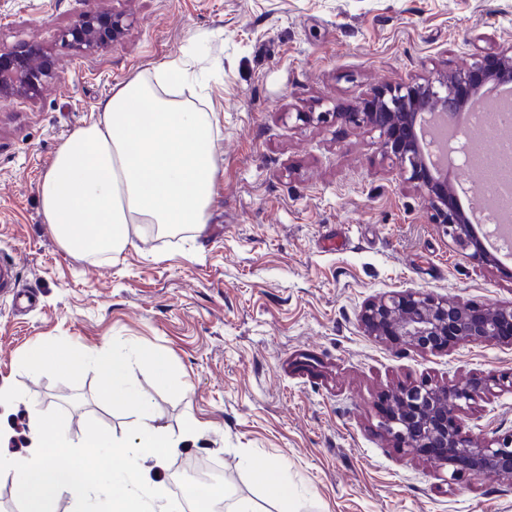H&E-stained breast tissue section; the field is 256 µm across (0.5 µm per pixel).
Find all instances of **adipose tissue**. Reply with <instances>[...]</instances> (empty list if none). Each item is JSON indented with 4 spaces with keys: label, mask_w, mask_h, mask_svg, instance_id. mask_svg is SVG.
<instances>
[{
    "label": "adipose tissue",
    "mask_w": 512,
    "mask_h": 512,
    "mask_svg": "<svg viewBox=\"0 0 512 512\" xmlns=\"http://www.w3.org/2000/svg\"><path fill=\"white\" fill-rule=\"evenodd\" d=\"M188 68L170 64L117 85L96 118L60 145L40 183L46 224L67 252L96 257L120 253L134 224L202 228L216 188L211 149L215 117L181 98ZM97 369L113 402L135 409L141 421L129 437L89 433L68 464L56 460L63 442L43 421L29 425L30 446L0 456V473L12 478L24 512H51L50 497L67 494L74 512H169L154 489L145 462L163 466L199 431L187 421L179 433L153 424L145 396L126 388L128 365L103 357ZM122 462L131 487L110 494L106 480ZM86 472L75 480L77 472Z\"/></svg>",
    "instance_id": "obj_1"
}]
</instances>
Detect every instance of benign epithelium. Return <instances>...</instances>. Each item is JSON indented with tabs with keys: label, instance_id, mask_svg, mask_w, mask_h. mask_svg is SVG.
<instances>
[{
	"label": "benign epithelium",
	"instance_id": "7a95c632",
	"mask_svg": "<svg viewBox=\"0 0 512 512\" xmlns=\"http://www.w3.org/2000/svg\"><path fill=\"white\" fill-rule=\"evenodd\" d=\"M126 31L123 17L102 10L90 11L65 29L61 40L85 52H100L111 48ZM52 75L46 52L39 46L23 53L0 51V102L34 97ZM488 82H512V45L467 70L384 86L357 109L321 112L318 118L335 116L378 133L382 151L392 155L401 174L425 192L433 223L441 225L452 240L462 245L474 239L472 226L457 206L448 180L439 174L431 157L423 153L416 122L423 112L452 117ZM362 322L367 333L381 341L392 336L429 353L448 349L450 342L444 337L450 329L456 341L512 343V336L502 333L504 326L512 328V304L488 307L476 316L455 300H439L411 290L396 291L367 303ZM495 387L511 389L512 375L491 376L465 385L425 382L402 387L390 394L396 409L384 420V430L406 448L441 449L430 457L438 466L460 460L468 470L485 477H512V434L474 446L460 432L459 413L463 406L479 391Z\"/></svg>",
	"mask_w": 512,
	"mask_h": 512
}]
</instances>
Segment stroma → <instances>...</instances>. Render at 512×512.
Wrapping results in <instances>:
<instances>
[{"label": "stroma", "mask_w": 512, "mask_h": 512, "mask_svg": "<svg viewBox=\"0 0 512 512\" xmlns=\"http://www.w3.org/2000/svg\"><path fill=\"white\" fill-rule=\"evenodd\" d=\"M90 7L0 0V48L41 46L55 71L37 98L0 103V252L38 296L17 311L0 295V385L17 395L0 407V451L23 453L34 416L74 444L134 425L93 370L31 374L24 356L44 345L130 358L128 384L150 397L158 424H201L152 473L172 512H185L173 481L191 460L216 466L260 512H512L511 477L449 481L381 427L388 392L512 373V343L422 353L361 322L391 291L512 303V267L473 257L434 224L377 133L317 119L496 55L512 42V0H104L130 29L83 53L59 34ZM188 57L218 118L205 230L153 237L135 224L115 257L67 253L39 205L58 146L118 84ZM141 348L169 361L185 398ZM461 420L478 446L511 434L512 391L480 395ZM257 465L287 466L292 503L265 490Z\"/></svg>", "instance_id": "obj_1"}]
</instances>
